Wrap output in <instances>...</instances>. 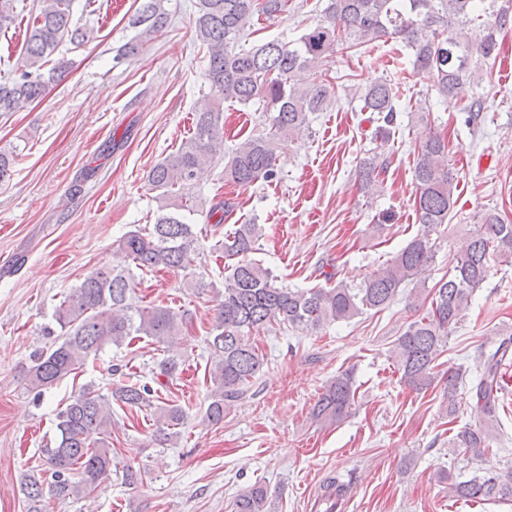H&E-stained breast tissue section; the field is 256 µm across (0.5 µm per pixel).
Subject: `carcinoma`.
Masks as SVG:
<instances>
[{
	"instance_id": "1",
	"label": "carcinoma",
	"mask_w": 512,
	"mask_h": 512,
	"mask_svg": "<svg viewBox=\"0 0 512 512\" xmlns=\"http://www.w3.org/2000/svg\"><path fill=\"white\" fill-rule=\"evenodd\" d=\"M287 0H198L196 37L206 50V80L220 101L194 114L192 134L148 175L158 191L159 205L152 226L126 232L117 250L128 261L122 269L100 267L90 271L75 288L61 297L54 321L59 329L50 348L34 356L27 386L43 391L83 367L88 358L108 345L148 338L169 348L191 321L188 310L164 305H140L134 299L136 274L154 271L193 270L199 255L193 230V197L183 193L199 174L224 155V110L221 101L241 105L260 102L270 113V132L240 143L224 165V179L241 187L276 177L277 141L309 127L312 116L326 111L337 96L336 85L322 77L330 58L348 49L384 37L399 38L413 56L416 68L434 74L438 95L446 99L479 83L478 60L492 58L498 36L512 21V0H325L323 17L295 40L273 39L243 44L262 21L277 19ZM72 0H40L29 13L24 55L13 77L0 84V112H15L40 98L65 72L66 62L52 59L60 44H83L87 33L73 18ZM165 0H142L131 20L138 33L123 48L125 58L137 55L148 41L168 25ZM483 23L484 41L468 44L465 26ZM314 75L298 83L300 71ZM359 111L369 113L373 139L389 142L398 128L396 84L380 79L359 96ZM378 156L363 160L359 177L376 181ZM415 212L421 231L382 267L358 285L340 281L329 288H288L278 277L252 258L259 250L258 227L237 224L215 241L224 254V293L208 333L211 351L210 380L204 421L224 422L235 404L246 398L264 359L250 342L251 335L273 323L301 329H318L345 321L368 310H384L400 288L426 269L434 257L431 233L448 223L454 208V178L448 168V144L439 134L429 136L417 148L414 167ZM229 199L212 204L207 217L219 226L231 214ZM512 264V221L496 210L485 211L466 246L454 258L447 276L424 289L425 313L410 322L395 343L390 359L400 379L422 391L443 381L448 415L455 413V396L464 384L460 367L437 370L447 351L448 338L465 316L474 291L491 275V260ZM512 355V341L503 340L485 355L481 376L468 395L476 412L475 424L457 433L454 442L473 456L486 454L499 436L496 413L502 390L501 368ZM181 363L169 356L157 364L152 383L127 382L106 394L86 385L56 416L55 446L43 449L50 478L28 477L23 486L27 512H42L46 497L65 501L90 496L108 478L112 467V403L133 411L153 408L156 441L161 447L178 437L186 417L182 406L159 400L160 377L172 381ZM352 371H342L324 387L310 411L316 423L334 424L345 419L354 405ZM448 494L471 503L512 501V471L474 475L457 480L443 477ZM348 485L336 477L323 486L317 504L324 512L344 506ZM267 491L253 485L237 496L234 512H269Z\"/></svg>"
}]
</instances>
